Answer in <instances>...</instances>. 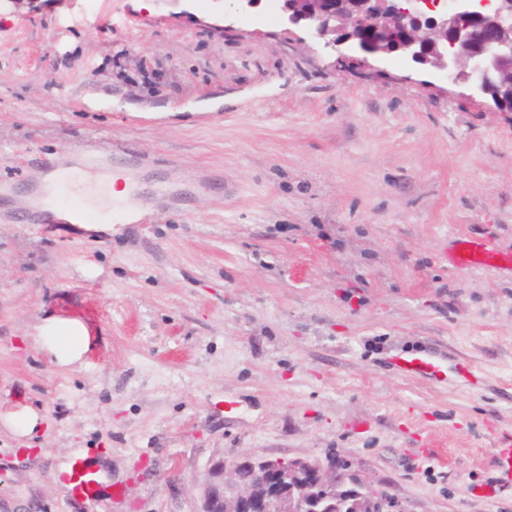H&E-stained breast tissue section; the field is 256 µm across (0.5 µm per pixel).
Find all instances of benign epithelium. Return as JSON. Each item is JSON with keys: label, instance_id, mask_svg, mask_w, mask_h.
Instances as JSON below:
<instances>
[{"label": "benign epithelium", "instance_id": "benign-epithelium-1", "mask_svg": "<svg viewBox=\"0 0 512 512\" xmlns=\"http://www.w3.org/2000/svg\"><path fill=\"white\" fill-rule=\"evenodd\" d=\"M240 9L274 7L288 30L324 41L338 58L375 73L379 64L400 60L420 71L431 90L492 100L512 112V0H236ZM253 467V480L266 490L276 512H317L309 506L319 488L336 495L351 479L333 458L322 463L297 457L213 462L196 486L192 512H267L253 489L237 475Z\"/></svg>", "mask_w": 512, "mask_h": 512}]
</instances>
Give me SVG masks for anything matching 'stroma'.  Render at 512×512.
Returning <instances> with one entry per match:
<instances>
[{
  "instance_id": "35a3bbf8",
  "label": "stroma",
  "mask_w": 512,
  "mask_h": 512,
  "mask_svg": "<svg viewBox=\"0 0 512 512\" xmlns=\"http://www.w3.org/2000/svg\"><path fill=\"white\" fill-rule=\"evenodd\" d=\"M150 3L0 0V416L44 418L0 423V512H191L219 458L328 454L398 512H512V272L448 261L461 235L512 252V112L262 7ZM92 137L138 155L97 171L148 223H28ZM50 315L86 325L83 363L33 344ZM412 351L462 374H401ZM421 432L450 466L410 468ZM80 451L102 490L75 502ZM3 421L16 437H25L31 435L36 428H40L41 416L34 408L24 406L6 414Z\"/></svg>"
}]
</instances>
